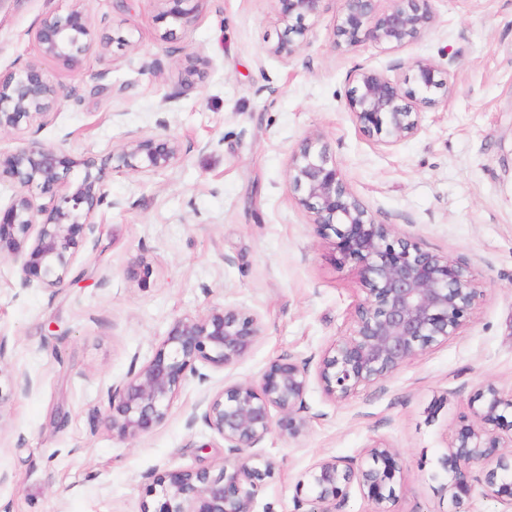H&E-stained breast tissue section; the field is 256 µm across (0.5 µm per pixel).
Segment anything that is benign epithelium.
<instances>
[{
	"label": "benign epithelium",
	"instance_id": "benign-epithelium-1",
	"mask_svg": "<svg viewBox=\"0 0 512 512\" xmlns=\"http://www.w3.org/2000/svg\"><path fill=\"white\" fill-rule=\"evenodd\" d=\"M66 13L45 14L33 31L41 58L69 70L82 67L98 50L87 40L91 18L85 0H70ZM157 18L186 31L204 0H155ZM283 32L267 48L269 55L290 63L307 44L311 22L326 0H274ZM334 34L339 47L369 42L389 49L409 46L436 24L432 0H339ZM412 87L384 71L359 67L351 71L346 107L358 130L379 147L390 148L416 137L424 107L448 103L454 92L451 69L430 60L410 65ZM62 90L39 62L0 72V133L24 120L45 124ZM182 144L167 133L128 132L103 157L76 159L57 147L24 142L0 154V183L17 188L0 206V257L20 261L28 287L55 290L71 274L79 251L97 245L102 207L122 209L126 200L108 199L107 184L115 173L144 177L166 173L181 161ZM80 166L83 176L68 178ZM287 177L295 205L322 235L334 236L341 259L358 267L361 296L351 313L352 327L319 356L315 370L291 356L270 363L257 382L241 381L218 391L204 390L190 422H203L224 442L221 464L168 472L154 480L151 501L141 512H253L256 495L272 464L258 462L252 449L272 433L290 442L304 437L305 395L311 381L327 399L346 402L360 390L380 385L406 362L460 335L484 296L473 270L449 256L422 249L399 237L393 225L377 219L344 178L318 132L308 134L288 158ZM40 187L47 201L27 194ZM263 336L256 314L215 306L202 316L174 320L152 356L139 369L113 382L106 391L105 419L112 434L133 440L161 425L189 378L205 384L204 370L222 369L245 357ZM12 393L31 394L38 381L22 368L0 366ZM512 393L495 384L481 387L470 415L464 417L441 458L448 476L442 489L458 503L475 493L512 507ZM402 474L400 452L382 439H371L366 455L331 457L309 471L311 491L306 512H342L351 486L372 504L370 512H390L394 485Z\"/></svg>",
	"mask_w": 512,
	"mask_h": 512
}]
</instances>
